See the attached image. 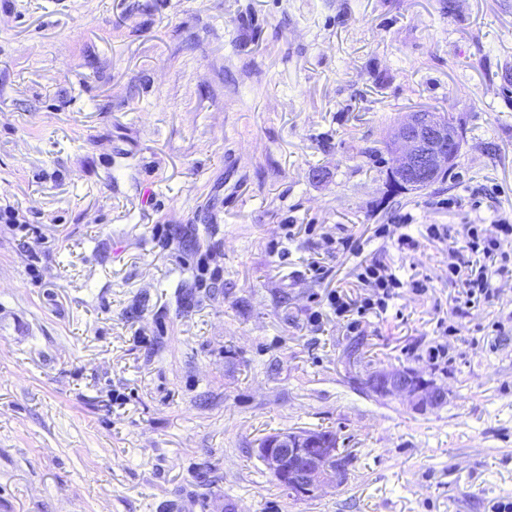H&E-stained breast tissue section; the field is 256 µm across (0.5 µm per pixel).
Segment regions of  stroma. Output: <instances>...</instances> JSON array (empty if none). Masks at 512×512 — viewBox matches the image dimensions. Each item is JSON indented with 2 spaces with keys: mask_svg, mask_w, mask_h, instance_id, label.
I'll use <instances>...</instances> for the list:
<instances>
[{
  "mask_svg": "<svg viewBox=\"0 0 512 512\" xmlns=\"http://www.w3.org/2000/svg\"><path fill=\"white\" fill-rule=\"evenodd\" d=\"M462 127L449 178L393 185L405 113ZM480 200L447 209L448 198ZM0 512H491L512 497V286L413 354L459 288L447 242L376 225L512 213V0H0ZM362 253L304 261L325 236ZM381 260L352 330L326 295ZM319 322H311L312 312ZM410 368L418 412L363 383ZM329 430L340 487L288 499L256 454ZM391 223L395 224H379L375 233L379 238H391L395 241L397 249L404 254L414 251L419 242L412 235L399 231L408 226L406 220L399 217H394ZM396 237V239H394ZM355 274L362 288H366L363 296L354 300L342 289H336L327 296L328 305L336 314V319L346 322L347 327L352 329H357L369 315H386L390 301L399 294L396 291L398 288L409 285L415 292L427 290L424 280L413 277L411 280L402 281L389 265L380 261L361 262ZM419 352V353H418ZM413 353L426 359V361L436 370L448 371V365L452 364L453 356L449 355L447 342L434 340L421 349H413Z\"/></svg>",
  "mask_w": 512,
  "mask_h": 512,
  "instance_id": "35a3bbf8",
  "label": "stroma"
}]
</instances>
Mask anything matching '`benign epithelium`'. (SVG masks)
Returning <instances> with one entry per match:
<instances>
[{"mask_svg":"<svg viewBox=\"0 0 512 512\" xmlns=\"http://www.w3.org/2000/svg\"><path fill=\"white\" fill-rule=\"evenodd\" d=\"M391 169L410 186H421L448 172L461 149L458 130L422 111L409 112L388 133ZM384 392L416 411L443 403L440 387L415 383L396 370L384 373ZM338 442L323 444L316 433L287 430L262 440L256 448L264 468L275 479L288 480L315 495L340 486L343 470L336 463Z\"/></svg>","mask_w":512,"mask_h":512,"instance_id":"benign-epithelium-1","label":"benign epithelium"}]
</instances>
